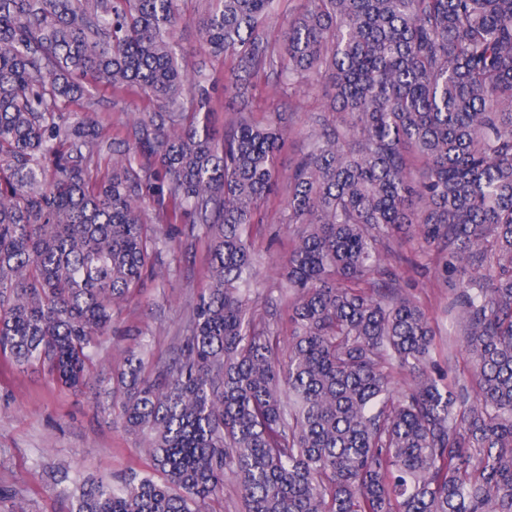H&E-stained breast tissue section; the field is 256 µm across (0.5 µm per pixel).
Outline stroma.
Masks as SVG:
<instances>
[{"mask_svg":"<svg viewBox=\"0 0 512 512\" xmlns=\"http://www.w3.org/2000/svg\"><path fill=\"white\" fill-rule=\"evenodd\" d=\"M183 25L176 39L189 67H202L208 81L223 84L228 66L223 57L205 53L195 17L203 14L205 0H179ZM92 100L63 104L66 112L84 111L93 105L99 120L111 127L115 137H124L133 117L156 112L160 104L137 89L116 93L105 83L92 88ZM324 89L315 85L293 96L268 86L261 92L260 106L268 111L292 110L288 138L278 154V166L288 171L303 146L302 134L310 113L324 105ZM260 276L254 289L259 308L269 311L280 336H287L288 301L277 287L276 268L288 257L290 234L286 225L263 224L253 238ZM401 267L408 276L405 288L426 312L437 332L432 353L440 369H451L459 380H467L471 366L462 353H449L455 326L446 312L451 285L436 273L435 251L421 239L402 237ZM203 242H183L164 252L169 278L146 279L136 303L119 316L114 334L103 343L100 366H109L120 348L132 346V336L143 333L152 340L154 359L173 357L183 334L190 303L205 283L201 257ZM64 462L84 477L116 479L129 471L146 473L150 462L141 453L138 440L124 431L111 399L96 402L91 394L56 385L40 369L18 368L0 360V512H68L69 502L46 475L50 466Z\"/></svg>","mask_w":512,"mask_h":512,"instance_id":"35a3bbf8","label":"stroma"}]
</instances>
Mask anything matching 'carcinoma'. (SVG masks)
Instances as JSON below:
<instances>
[{"label":"carcinoma","mask_w":512,"mask_h":512,"mask_svg":"<svg viewBox=\"0 0 512 512\" xmlns=\"http://www.w3.org/2000/svg\"><path fill=\"white\" fill-rule=\"evenodd\" d=\"M208 2L204 49L232 60L220 138L213 90L179 63L178 0H0V354L112 395L152 469L74 484L69 512H205L228 474L244 512H512V0H300L274 41V0ZM88 74L162 111L123 139L59 111ZM317 78L328 104L288 172L283 346L248 289L287 120L257 117L259 87ZM404 226L446 252L468 383L431 365L390 263ZM201 235L178 357L147 376L130 348L94 373L163 249Z\"/></svg>","instance_id":"carcinoma-1"}]
</instances>
